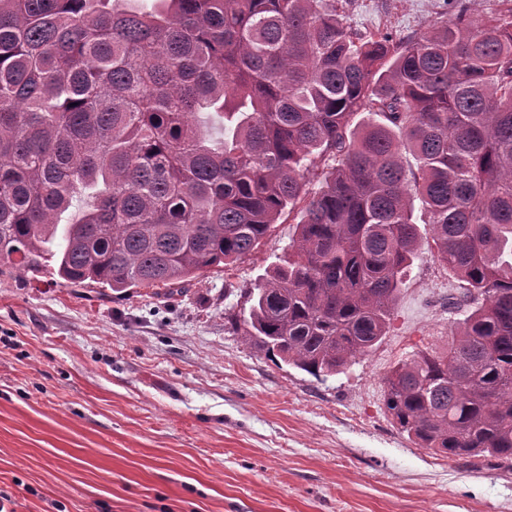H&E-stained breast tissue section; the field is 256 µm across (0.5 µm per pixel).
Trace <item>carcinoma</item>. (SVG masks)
I'll return each instance as SVG.
<instances>
[{"mask_svg":"<svg viewBox=\"0 0 512 512\" xmlns=\"http://www.w3.org/2000/svg\"><path fill=\"white\" fill-rule=\"evenodd\" d=\"M448 2L396 42L336 0H0V274L169 297L300 203L230 320L326 379L386 335L418 199L463 288L448 345L384 377L386 412L419 448L512 462V7Z\"/></svg>","mask_w":512,"mask_h":512,"instance_id":"cac0c4a2","label":"carcinoma"}]
</instances>
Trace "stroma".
I'll return each instance as SVG.
<instances>
[{
	"instance_id": "1",
	"label": "stroma",
	"mask_w": 512,
	"mask_h": 512,
	"mask_svg": "<svg viewBox=\"0 0 512 512\" xmlns=\"http://www.w3.org/2000/svg\"><path fill=\"white\" fill-rule=\"evenodd\" d=\"M358 33L418 38L443 0H348ZM297 212L243 261L159 298L0 274L7 512H512V469L416 447L384 377L448 342L461 283L422 252L381 342L321 381L224 317L285 255Z\"/></svg>"
}]
</instances>
